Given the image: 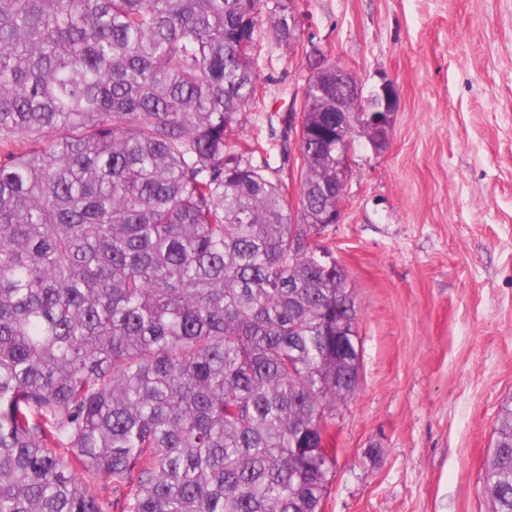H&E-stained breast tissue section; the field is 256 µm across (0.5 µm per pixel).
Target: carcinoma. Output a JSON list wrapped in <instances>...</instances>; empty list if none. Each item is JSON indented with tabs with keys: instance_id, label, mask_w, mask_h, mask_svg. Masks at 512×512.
Listing matches in <instances>:
<instances>
[{
	"instance_id": "cac0c4a2",
	"label": "carcinoma",
	"mask_w": 512,
	"mask_h": 512,
	"mask_svg": "<svg viewBox=\"0 0 512 512\" xmlns=\"http://www.w3.org/2000/svg\"><path fill=\"white\" fill-rule=\"evenodd\" d=\"M269 20L293 47L284 0ZM256 25V0H0V512H322L359 355L319 238L336 107L370 97L309 80L290 199L231 140ZM483 494L512 512L511 396Z\"/></svg>"
}]
</instances>
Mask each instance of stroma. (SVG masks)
Segmentation results:
<instances>
[{
    "instance_id": "35a3bbf8",
    "label": "stroma",
    "mask_w": 512,
    "mask_h": 512,
    "mask_svg": "<svg viewBox=\"0 0 512 512\" xmlns=\"http://www.w3.org/2000/svg\"><path fill=\"white\" fill-rule=\"evenodd\" d=\"M294 48L258 0V92L239 142L296 192L284 119L316 61L398 90L386 149L363 138L322 240L358 309L359 386L336 413L323 512H493L482 493L512 396V0H290Z\"/></svg>"
}]
</instances>
